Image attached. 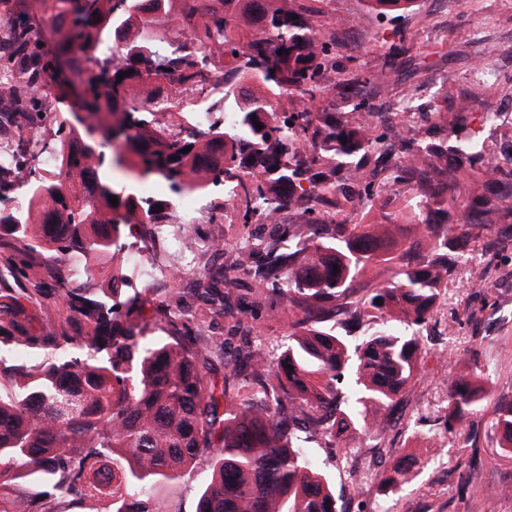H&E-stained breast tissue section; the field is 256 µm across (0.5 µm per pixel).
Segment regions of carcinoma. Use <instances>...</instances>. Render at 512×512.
Masks as SVG:
<instances>
[{
	"label": "carcinoma",
	"mask_w": 512,
	"mask_h": 512,
	"mask_svg": "<svg viewBox=\"0 0 512 512\" xmlns=\"http://www.w3.org/2000/svg\"><path fill=\"white\" fill-rule=\"evenodd\" d=\"M37 2L53 44L41 41L30 6L1 18L12 51L0 55V84L25 119L47 96L39 81L56 82L58 62L71 80L53 94L58 172L45 175L38 158L20 155L18 170L32 176L29 205L0 207V240L44 253L53 267L47 275L13 263L20 287H0V365L11 379L0 394V512H43L58 496L77 512H154L152 486L178 480L205 454L211 478L197 512H338L331 480L310 464L308 446L377 430L371 406L400 400L418 374L420 334L459 260L490 225L512 232V155L492 159L469 131L472 104L489 88L476 84L463 100L448 79L444 110L418 115L404 106L410 127L418 117L427 125L422 138L402 141L394 161L383 142L395 128L385 119L376 133L377 113L364 94L384 73L337 67L336 38L304 0ZM416 2L367 5L380 17H405ZM172 17L184 27L170 38ZM208 72L223 77L218 99L210 97ZM146 78L153 84L144 94ZM330 79L343 112L312 108ZM193 98L227 120L197 125L188 116ZM77 109L90 124L75 120ZM382 170L414 193L404 219L416 240L395 256L394 279L359 298L357 279L394 247L391 215L350 224L346 212L374 205ZM465 174L471 189L460 202L454 191ZM143 180L175 193L224 186L228 224H266L279 211L295 217L271 225L222 277L197 288L223 309L229 288L248 279L270 308L297 310L275 361L247 349L227 366L220 388L181 338L144 341L138 301L118 300L116 288L122 228L168 205L144 206L133 190ZM455 207L465 226L459 234L448 224ZM73 259L83 261L86 277L75 288L66 281ZM502 265L500 252L486 249L477 285L490 287L489 271ZM101 274L107 287H88ZM57 293L63 311L38 316L41 300ZM396 314L411 333L389 328ZM19 350L28 357H12ZM242 376L250 387L227 397ZM487 394L477 371L450 377L448 404L433 423L455 435ZM495 428L499 447L512 453V401L499 405ZM420 466L412 454L401 457L381 476L379 493L396 491Z\"/></svg>",
	"instance_id": "carcinoma-1"
}]
</instances>
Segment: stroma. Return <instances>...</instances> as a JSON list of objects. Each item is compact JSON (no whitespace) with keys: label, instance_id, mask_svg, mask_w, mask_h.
I'll list each match as a JSON object with an SVG mask.
<instances>
[{"label":"stroma","instance_id":"1","mask_svg":"<svg viewBox=\"0 0 512 512\" xmlns=\"http://www.w3.org/2000/svg\"><path fill=\"white\" fill-rule=\"evenodd\" d=\"M319 8L326 34L338 38L336 55L342 65L367 74L385 72V83L374 99L378 111H398L406 97L414 110L433 111L442 103L445 77L454 78L465 95L475 84L476 68L494 72L497 82L485 103L474 104L470 128L486 141L493 157L512 153L500 141L501 129L512 127V0H417L416 9L396 21L373 14L365 0H321ZM489 109L498 113L500 129L482 121ZM267 234L263 224L194 225L189 233L190 264L176 283L146 287L141 270L126 265V295L138 296L147 306L170 303L177 313L174 324L148 327L147 337L165 340L189 327L199 348L222 339L227 358L245 348H259L276 358L294 320L286 305L272 314L255 309L239 321L216 312L194 292L198 279L223 272L240 247ZM214 238L223 239V254L209 250L207 243ZM483 240L442 291L438 323L425 338L424 365L402 403L378 408L381 433L355 431L338 438L334 447L314 449L316 464L339 489L349 482L345 466L334 458L339 448L372 461L378 475L409 453L422 463L388 500L378 499L371 485L361 496L340 501L342 512H512V455L499 448L494 425L498 403L512 399V239L494 224ZM487 243L496 245L508 261L484 290L475 281L483 270ZM473 356L488 395L462 431L443 437L431 429L429 420L447 404L449 376L461 373ZM209 477L203 460L176 483L156 487L157 512H196Z\"/></svg>","mask_w":512,"mask_h":512}]
</instances>
